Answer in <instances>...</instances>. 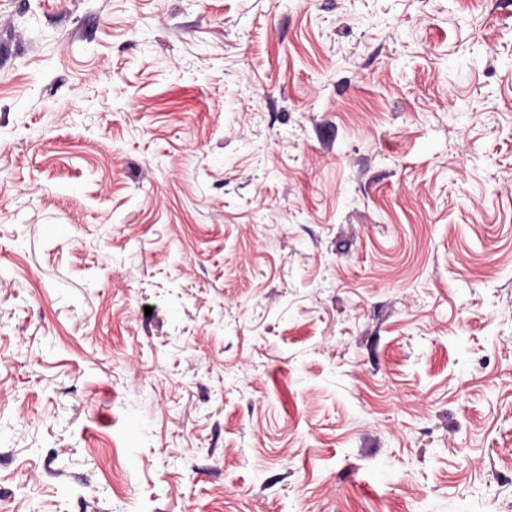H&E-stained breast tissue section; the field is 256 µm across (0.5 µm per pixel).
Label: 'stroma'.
I'll use <instances>...</instances> for the list:
<instances>
[{"instance_id": "1", "label": "stroma", "mask_w": 512, "mask_h": 512, "mask_svg": "<svg viewBox=\"0 0 512 512\" xmlns=\"http://www.w3.org/2000/svg\"><path fill=\"white\" fill-rule=\"evenodd\" d=\"M0 512H512V0H0Z\"/></svg>"}]
</instances>
